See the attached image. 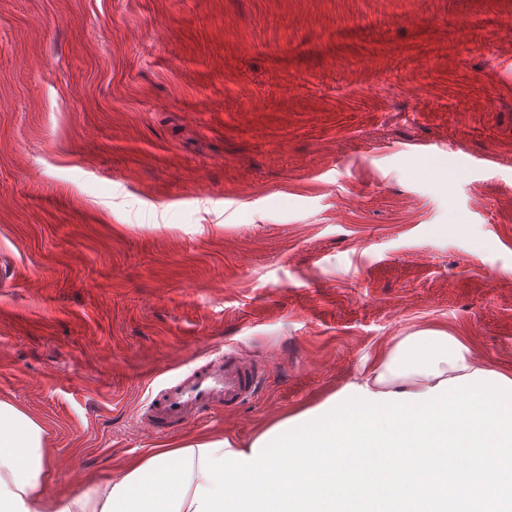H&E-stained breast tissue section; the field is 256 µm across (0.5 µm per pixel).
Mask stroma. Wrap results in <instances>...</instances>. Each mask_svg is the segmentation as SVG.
Segmentation results:
<instances>
[{
	"label": "stroma",
	"instance_id": "35a3bbf8",
	"mask_svg": "<svg viewBox=\"0 0 512 512\" xmlns=\"http://www.w3.org/2000/svg\"><path fill=\"white\" fill-rule=\"evenodd\" d=\"M423 331L512 376V0H0V400L51 491ZM227 351L254 396L153 434Z\"/></svg>",
	"mask_w": 512,
	"mask_h": 512
}]
</instances>
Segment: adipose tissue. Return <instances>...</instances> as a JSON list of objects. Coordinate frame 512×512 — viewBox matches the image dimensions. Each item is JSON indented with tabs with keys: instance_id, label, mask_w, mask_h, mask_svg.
<instances>
[{
	"instance_id": "ef3b65f1",
	"label": "adipose tissue",
	"mask_w": 512,
	"mask_h": 512,
	"mask_svg": "<svg viewBox=\"0 0 512 512\" xmlns=\"http://www.w3.org/2000/svg\"><path fill=\"white\" fill-rule=\"evenodd\" d=\"M40 422L0 401V512H512V377L439 332L243 444L198 434L53 497ZM385 472V502L368 487Z\"/></svg>"
}]
</instances>
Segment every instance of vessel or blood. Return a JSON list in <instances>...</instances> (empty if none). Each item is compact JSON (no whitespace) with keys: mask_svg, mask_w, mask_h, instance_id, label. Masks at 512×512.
Segmentation results:
<instances>
[{"mask_svg":"<svg viewBox=\"0 0 512 512\" xmlns=\"http://www.w3.org/2000/svg\"><path fill=\"white\" fill-rule=\"evenodd\" d=\"M259 379L252 365L225 354L223 363L193 371L165 387L148 406V423L154 432H169L216 407L236 408L253 396Z\"/></svg>","mask_w":512,"mask_h":512,"instance_id":"1","label":"vessel or blood"}]
</instances>
